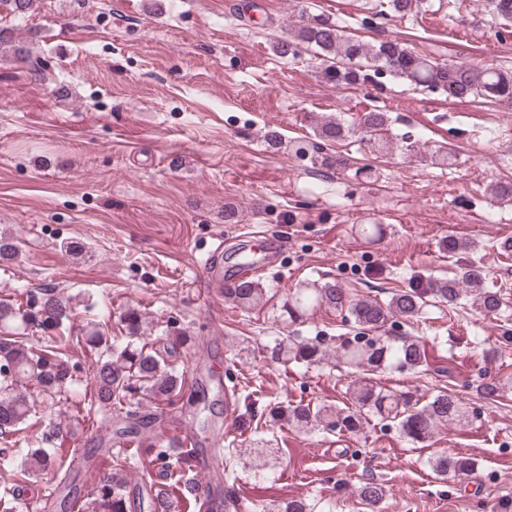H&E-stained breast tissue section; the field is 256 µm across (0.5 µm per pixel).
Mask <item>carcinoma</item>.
I'll use <instances>...</instances> for the list:
<instances>
[{
    "label": "carcinoma",
    "instance_id": "obj_1",
    "mask_svg": "<svg viewBox=\"0 0 512 512\" xmlns=\"http://www.w3.org/2000/svg\"><path fill=\"white\" fill-rule=\"evenodd\" d=\"M36 0H0V13L18 19L34 9ZM415 0H383V12L405 16ZM490 10L499 25H512V0H489ZM312 52L318 60L322 78L337 86L363 87L375 78L389 75L410 86L441 90L450 99L483 98L491 102L512 103V71L467 62L440 63L417 54L396 40L363 41L344 34L343 27L320 14H300L288 28L287 36L273 45L281 58L294 59L301 49ZM0 53L29 70L46 75L48 61L32 48L16 40L14 29L0 28ZM389 116L377 109H367L348 122L330 118L317 124L315 136L323 141L338 142L357 135L380 153L394 149L387 136ZM485 272L480 266L467 264L448 279L417 280L392 294L386 302L371 298H354L338 283L326 281L298 288L283 305V315L294 323L322 306L344 310L357 333L346 336L338 347V359L353 370L343 405L314 404L298 401L287 406L273 405L270 422L285 424L299 433L327 430L339 434H358L370 421H389L410 443L418 444L433 437L439 427L466 425L473 420L470 407L459 397L440 387L427 398L411 392H398L380 386L378 373L391 367L417 369L425 361L419 339L387 334V325L395 317L413 320L432 303L457 306L469 303L482 313L497 315L503 299L496 291L482 288ZM266 288L252 279H239L224 287V299L242 311H251L264 301ZM25 304L0 299V437L14 434L34 412V404L20 391L32 382L49 396L80 391L70 367L60 352L63 337L56 335L72 317L70 299L46 288L31 300L23 290ZM128 340L119 344L93 330L81 336L85 345L101 352L92 378L91 402L101 408L118 411L143 402L172 405L185 396L183 373L147 343H138L142 329L139 309L128 306L120 313ZM44 333L45 345L37 348L27 342L28 331ZM272 356L284 363L295 361L306 366L325 360V350L317 339L284 336L275 340ZM130 438L132 453L111 456L108 471L99 475L89 508L92 512H130L127 478L124 468L131 458H146L160 469L168 468L172 452L179 451L181 471L192 470L194 449L175 439L163 443H143L129 426L119 431ZM66 441L60 422L51 421L45 432L46 448L28 450L21 465L22 474H46L63 459ZM433 472L441 477H462L477 470L475 459L465 456H437L429 460ZM389 493L387 487L373 480L363 483L358 498L367 512H379ZM179 497L186 509L197 508L199 485L179 477L171 483V492L157 490L148 495L146 512H171V495ZM267 512H311L303 499L272 504Z\"/></svg>",
    "mask_w": 512,
    "mask_h": 512
}]
</instances>
